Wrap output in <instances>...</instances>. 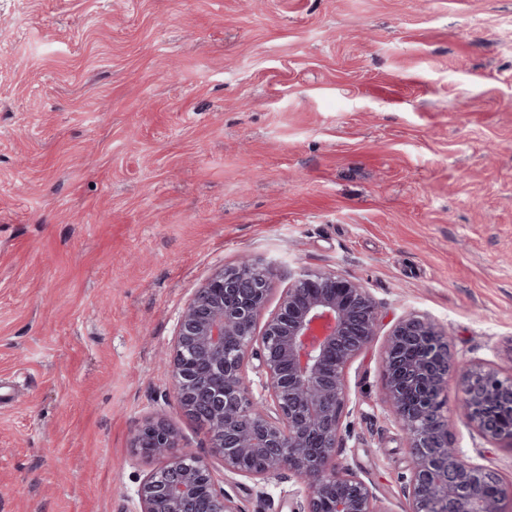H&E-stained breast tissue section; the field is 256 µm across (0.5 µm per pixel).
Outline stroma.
Here are the masks:
<instances>
[{"mask_svg": "<svg viewBox=\"0 0 512 512\" xmlns=\"http://www.w3.org/2000/svg\"><path fill=\"white\" fill-rule=\"evenodd\" d=\"M246 257L266 313L310 270L379 305L337 455L406 512L393 323L512 375V0H0V512H134L150 416L219 465L166 356ZM450 423L512 483L511 450ZM223 486L304 500L288 472Z\"/></svg>", "mask_w": 512, "mask_h": 512, "instance_id": "stroma-1", "label": "stroma"}]
</instances>
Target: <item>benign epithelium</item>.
Wrapping results in <instances>:
<instances>
[{"label": "benign epithelium", "instance_id": "7a95c632", "mask_svg": "<svg viewBox=\"0 0 512 512\" xmlns=\"http://www.w3.org/2000/svg\"><path fill=\"white\" fill-rule=\"evenodd\" d=\"M270 284L269 269L247 260L198 289L173 339L175 397L188 416L209 420L210 445L220 449L224 474L265 481L286 469L305 487L300 512H322L332 498L336 512H387L373 486L336 459L349 403L346 371L377 336L379 307L355 281L307 272L283 291L279 310L259 330ZM253 360L263 390L257 398L246 382ZM383 377L381 403L410 455L408 512H504L501 477L454 446L440 401L457 379L465 423L483 439L511 448L512 433L482 400L492 389L512 409V376L486 363L459 366L447 331L411 313L387 335ZM132 447L163 460L140 483L137 512H240L212 465L182 448L165 419L145 420ZM250 455L264 458L262 471L244 468ZM489 484L499 493L486 495Z\"/></svg>", "mask_w": 512, "mask_h": 512}]
</instances>
